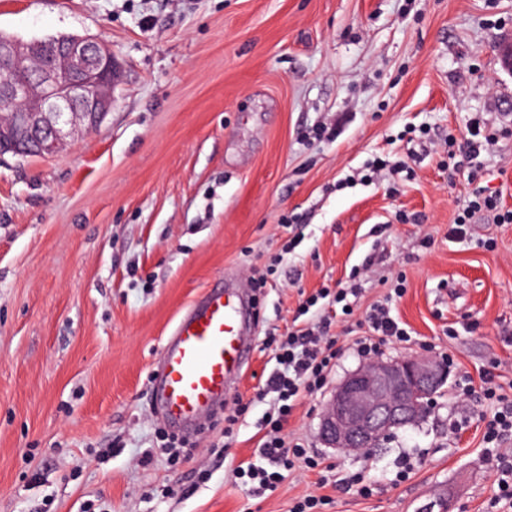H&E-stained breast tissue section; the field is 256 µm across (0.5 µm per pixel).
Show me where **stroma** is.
<instances>
[{
  "instance_id": "35a3bbf8",
  "label": "stroma",
  "mask_w": 512,
  "mask_h": 512,
  "mask_svg": "<svg viewBox=\"0 0 512 512\" xmlns=\"http://www.w3.org/2000/svg\"><path fill=\"white\" fill-rule=\"evenodd\" d=\"M0 32L92 35L121 65L99 128L52 155L0 156V512H288L317 490L323 512H496L478 389L491 367L512 399V223L479 212L470 239L450 229L479 189L512 210V72L496 56L512 0H0ZM474 117L511 133L473 174L449 168L445 142ZM324 125L332 137L312 139ZM379 154L408 172L343 186ZM224 275L267 278L224 400L251 408L233 438L207 430L173 462L152 380L177 318ZM353 283L349 320L322 303L300 314ZM384 299L411 339L382 358L452 363L418 425L353 457L316 432ZM324 315L336 365L283 433L333 479L299 466L255 494L235 470L269 410L267 343ZM357 472L370 494L347 486Z\"/></svg>"
}]
</instances>
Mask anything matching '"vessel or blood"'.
<instances>
[{"instance_id": "1", "label": "vessel or blood", "mask_w": 512, "mask_h": 512, "mask_svg": "<svg viewBox=\"0 0 512 512\" xmlns=\"http://www.w3.org/2000/svg\"><path fill=\"white\" fill-rule=\"evenodd\" d=\"M251 350L243 300L220 281L177 321L164 344L154 396L169 428L191 433L221 409Z\"/></svg>"}]
</instances>
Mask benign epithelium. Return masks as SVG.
<instances>
[{
  "mask_svg": "<svg viewBox=\"0 0 512 512\" xmlns=\"http://www.w3.org/2000/svg\"><path fill=\"white\" fill-rule=\"evenodd\" d=\"M120 77L112 52L91 35L56 46L55 64L36 82L8 78L0 98L22 110L20 120L0 123V155L20 154V145L54 154L80 130L99 125L112 100L84 89ZM447 363L427 354L379 359L341 380L320 414L317 437L326 448L364 455L399 429L419 423L433 395L447 382Z\"/></svg>",
  "mask_w": 512,
  "mask_h": 512,
  "instance_id": "obj_1",
  "label": "benign epithelium"
}]
</instances>
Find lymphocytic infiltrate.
Listing matches in <instances>:
<instances>
[{
	"instance_id": "lymphocytic-infiltrate-1",
	"label": "lymphocytic infiltrate",
	"mask_w": 512,
	"mask_h": 512,
	"mask_svg": "<svg viewBox=\"0 0 512 512\" xmlns=\"http://www.w3.org/2000/svg\"><path fill=\"white\" fill-rule=\"evenodd\" d=\"M365 322L368 334L356 343L358 353L365 359L378 356L385 344L409 339L407 329L392 317L385 303L371 305L365 313ZM276 362L278 367L263 390L271 398L273 413L265 420L264 433L254 451L255 462L238 470L260 494L277 490L285 472L292 470L297 461H304L311 469L322 464L303 444L287 441L282 431L299 396L325 387L336 364V339L329 336L324 323L299 329L282 338ZM482 396L496 407L485 422L484 442L497 466V499L512 512V400L499 393L490 370L484 375Z\"/></svg>"
}]
</instances>
